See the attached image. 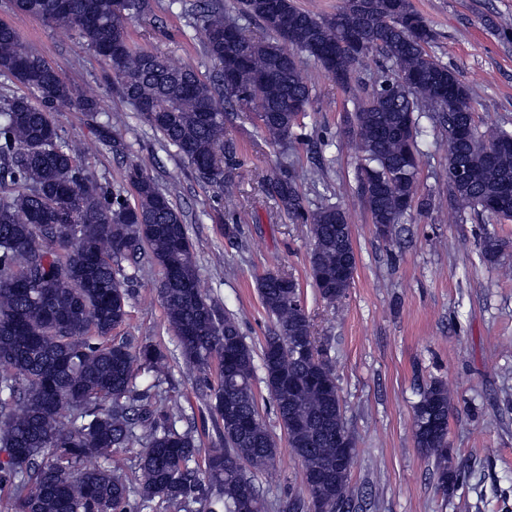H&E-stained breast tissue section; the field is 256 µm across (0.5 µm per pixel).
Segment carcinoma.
<instances>
[{
	"label": "carcinoma",
	"mask_w": 512,
	"mask_h": 512,
	"mask_svg": "<svg viewBox=\"0 0 512 512\" xmlns=\"http://www.w3.org/2000/svg\"><path fill=\"white\" fill-rule=\"evenodd\" d=\"M390 0H344L333 15H317L294 0H239V16L224 15L220 0H201L187 11L170 0L190 26L201 30L205 56L217 71L203 80L192 68L169 66L158 53L136 46L128 26L151 10L148 0H11L13 11L71 29L107 66L113 94L130 102L138 119L166 147L175 149L201 182L223 187L233 181L239 160L224 134V107L257 105L264 141L281 149V174L268 193L289 217L310 225V276L323 300L344 298L353 277L338 276L344 254L354 252L350 224L336 203L313 204L300 192L288 145L311 101V86L296 63L305 53L319 63L337 54L332 78L342 88L357 67L377 52L395 67L355 104L349 134L362 153L358 191L374 224H399L415 206L420 149L419 118L429 113L448 142V201L459 214L489 213L512 220V133L481 126L479 94L430 52L432 29L410 0H397L403 20L390 18ZM255 20L269 34L247 33L241 20ZM294 33L281 39L283 29ZM119 74L112 77V65ZM19 84L27 93H10ZM76 98L96 139L123 153L111 139L113 117L100 102L77 93L57 69L0 21V495L12 512H142L153 506L193 512H239L245 490L250 512H265L242 464L260 471L277 455L253 388L254 349L239 320L203 294L183 214L138 164L126 180L134 202L82 166L81 148L62 137L53 117L59 102ZM162 272L159 297L192 372L208 374L218 362L209 410L224 447L205 454L190 431L176 428L175 415L153 406L167 356L151 344L115 341L112 332L128 319L131 280L127 269L143 260ZM262 306L274 331L262 347L264 382L288 446L302 473L321 472L338 453L336 429H346L336 378L318 350L298 282L268 271L258 280ZM311 339L303 357L292 345ZM234 360L224 366V351ZM154 377L140 390L139 372ZM236 416H224V403ZM453 396L442 381L421 393L416 411L449 419ZM435 460L443 488L465 473L450 466L449 443L415 436ZM136 450L139 472L129 482L116 459ZM96 459L99 464L87 466ZM351 473H337L323 486L307 487L310 502L284 512H351ZM136 508H131V496Z\"/></svg>",
	"instance_id": "carcinoma-1"
}]
</instances>
